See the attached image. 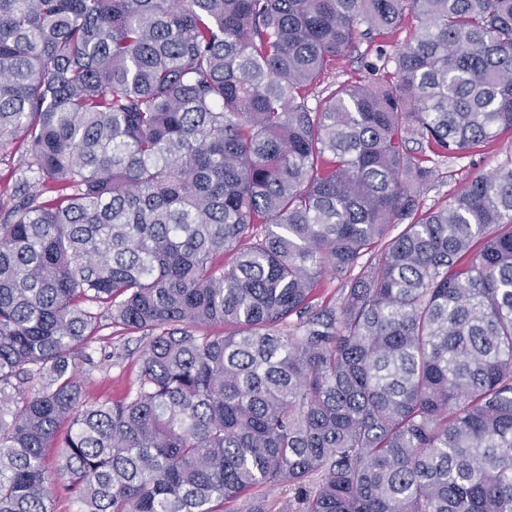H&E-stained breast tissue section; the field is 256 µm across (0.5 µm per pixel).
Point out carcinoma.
I'll return each instance as SVG.
<instances>
[{
    "label": "carcinoma",
    "instance_id": "1",
    "mask_svg": "<svg viewBox=\"0 0 512 512\" xmlns=\"http://www.w3.org/2000/svg\"><path fill=\"white\" fill-rule=\"evenodd\" d=\"M508 131L512 0H0V512H512ZM367 45L364 43L360 45L357 52H354L350 57L341 59L336 64V70L333 71V76H336V81L345 80L355 75H365L364 67L371 61H376L375 48L372 51H368L366 54ZM512 158V134L504 135L472 155L454 160L443 166L448 177L444 183L430 189L423 197L425 209L438 205L447 194L461 188L478 174H485ZM449 175H452L450 177ZM110 332H112V339L108 340L110 343H101V345H107V352L116 351L130 354V356H126V359L120 364L96 370L92 374L86 375L84 390L90 401L98 399L112 401L123 398L128 385L138 372V359L143 346L136 341L138 335L129 334L119 326L105 330L102 334H109Z\"/></svg>",
    "mask_w": 512,
    "mask_h": 512
}]
</instances>
